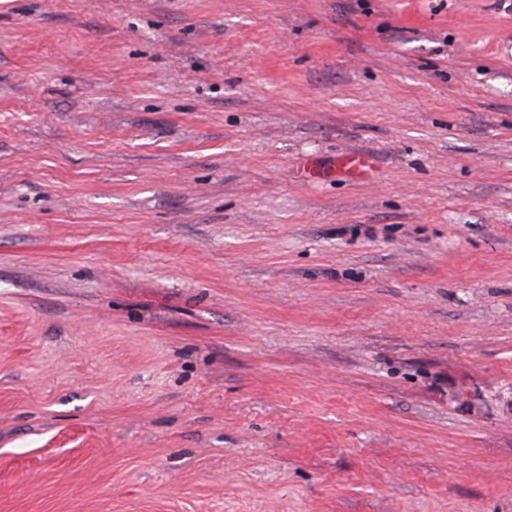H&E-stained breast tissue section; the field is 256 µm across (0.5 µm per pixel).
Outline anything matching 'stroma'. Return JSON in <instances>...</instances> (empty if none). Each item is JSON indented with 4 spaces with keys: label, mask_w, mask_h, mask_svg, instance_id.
<instances>
[{
    "label": "stroma",
    "mask_w": 512,
    "mask_h": 512,
    "mask_svg": "<svg viewBox=\"0 0 512 512\" xmlns=\"http://www.w3.org/2000/svg\"><path fill=\"white\" fill-rule=\"evenodd\" d=\"M0 512H512V0H0ZM336 169L346 175L359 179H370L373 170L369 158L359 152H347L336 163Z\"/></svg>",
    "instance_id": "stroma-1"
}]
</instances>
